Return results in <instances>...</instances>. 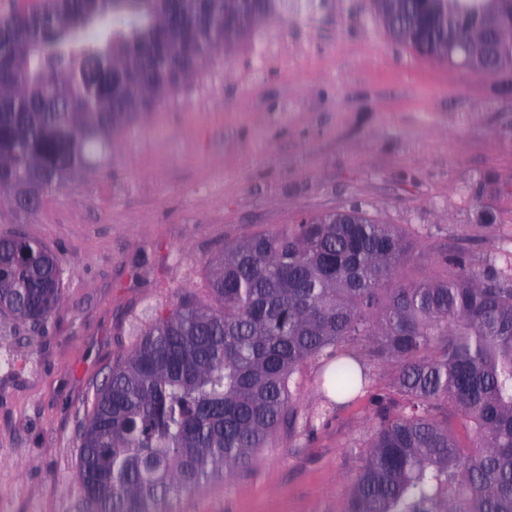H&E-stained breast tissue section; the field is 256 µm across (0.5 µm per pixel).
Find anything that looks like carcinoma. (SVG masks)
Segmentation results:
<instances>
[{"mask_svg":"<svg viewBox=\"0 0 512 512\" xmlns=\"http://www.w3.org/2000/svg\"><path fill=\"white\" fill-rule=\"evenodd\" d=\"M417 56L473 49L478 27L512 28V0H373ZM275 0H41L0 16V198L15 210L105 165L114 138ZM87 30L96 32L84 39ZM255 234L211 262L217 305L182 299L112 366L82 429L77 481L97 512L161 506L249 464L290 411L300 366L323 360L336 394L366 381L343 345L395 368L399 413L383 407L347 512H512V288L462 261L439 279L385 291L410 252L399 228L359 210ZM58 262L38 239L0 238V313L45 319ZM469 426L462 445L450 419Z\"/></svg>","mask_w":512,"mask_h":512,"instance_id":"obj_1","label":"carcinoma"}]
</instances>
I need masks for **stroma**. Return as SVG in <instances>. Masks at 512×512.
I'll list each match as a JSON object with an SVG mask.
<instances>
[{"mask_svg": "<svg viewBox=\"0 0 512 512\" xmlns=\"http://www.w3.org/2000/svg\"><path fill=\"white\" fill-rule=\"evenodd\" d=\"M332 2L281 6L125 130L104 171L0 209V235L35 236L63 279L44 323L0 314V512H94L76 473L97 387L152 311L210 302L211 261L245 237L357 207L412 243L393 285L443 277L445 256L512 285V69L418 58L368 0ZM321 372L302 365L294 421L184 512H346L378 404L401 397L388 364L342 402Z\"/></svg>", "mask_w": 512, "mask_h": 512, "instance_id": "stroma-1", "label": "stroma"}]
</instances>
